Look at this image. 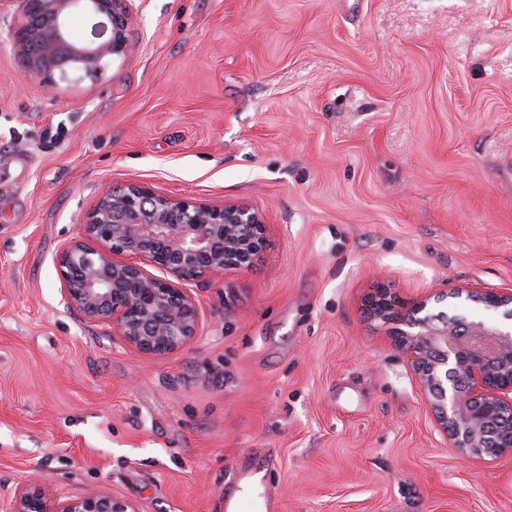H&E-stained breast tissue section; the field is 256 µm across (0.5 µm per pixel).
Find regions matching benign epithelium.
Wrapping results in <instances>:
<instances>
[{
    "label": "benign epithelium",
    "mask_w": 512,
    "mask_h": 512,
    "mask_svg": "<svg viewBox=\"0 0 512 512\" xmlns=\"http://www.w3.org/2000/svg\"><path fill=\"white\" fill-rule=\"evenodd\" d=\"M11 41L29 79H96L129 49L134 0H13ZM96 18L91 39L73 40L76 11ZM264 234L261 213L245 203L213 204L130 184L104 191L77 236L57 251L62 298L84 318L112 328L127 345L154 355L187 346L200 315L186 285L246 269ZM162 272L157 276L149 272ZM465 298L512 321V289L461 287L425 294L398 311L382 290L371 317L398 319L395 345L420 385L445 444L466 460L512 456V329L433 308ZM0 512H138L122 497L53 496L40 489L0 500Z\"/></svg>",
    "instance_id": "1"
}]
</instances>
